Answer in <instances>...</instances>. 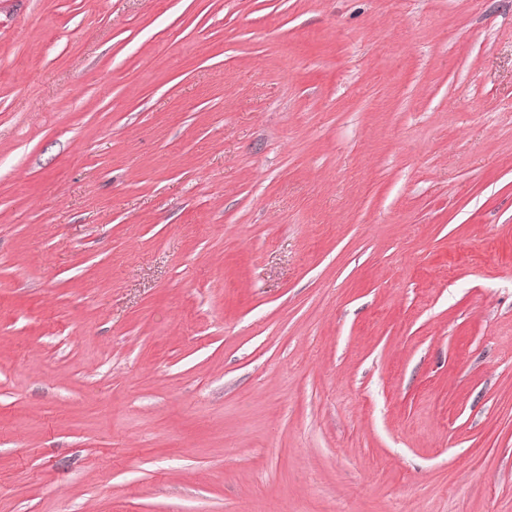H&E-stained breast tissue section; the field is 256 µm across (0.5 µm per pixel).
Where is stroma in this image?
<instances>
[{"instance_id": "obj_1", "label": "stroma", "mask_w": 512, "mask_h": 512, "mask_svg": "<svg viewBox=\"0 0 512 512\" xmlns=\"http://www.w3.org/2000/svg\"><path fill=\"white\" fill-rule=\"evenodd\" d=\"M0 512H512V0H0Z\"/></svg>"}]
</instances>
